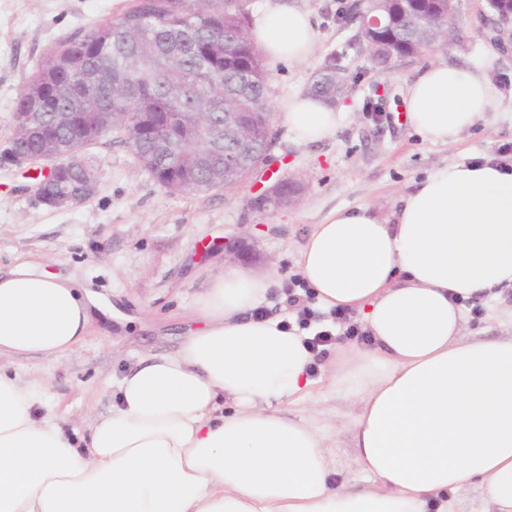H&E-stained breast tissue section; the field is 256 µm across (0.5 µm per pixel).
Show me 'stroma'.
Segmentation results:
<instances>
[{
	"mask_svg": "<svg viewBox=\"0 0 512 512\" xmlns=\"http://www.w3.org/2000/svg\"><path fill=\"white\" fill-rule=\"evenodd\" d=\"M134 0H0V150L11 135L16 99L36 66L62 38L94 29L132 7ZM315 23L309 57L271 69L267 100L276 134L267 162L232 189L172 194L137 162L120 133L85 147L94 166L95 194L74 207L42 205L36 180L24 168L0 165V269L26 261L74 277L105 295L114 315L94 323L73 355L63 359L5 360L24 378L39 377L59 413L84 429L116 402L122 377L146 354L174 353L193 324L198 297L212 274L225 266L224 240L242 235L261 255L255 270L276 263L280 273L263 307L266 314L295 323L287 285L298 273V250L316 224L336 209L367 204L392 220L399 196L454 158L468 162L497 159L498 148L512 144V38L491 24L488 0H455L459 30L443 51H427L393 63L381 73L361 48L358 23L336 19V0H296ZM341 54L349 93L346 115L331 138L303 144L289 132L281 103L305 90L313 74L333 54ZM432 61L482 68L498 90L497 117L441 145L420 138L404 118L403 97L417 70ZM291 177L304 191L289 205L265 212L252 199ZM512 288L463 305L473 337L512 334ZM293 416L310 419L336 441L341 479L361 484L368 476L352 458L351 423L356 409L320 387L318 402L291 405Z\"/></svg>",
	"mask_w": 512,
	"mask_h": 512,
	"instance_id": "stroma-1",
	"label": "stroma"
}]
</instances>
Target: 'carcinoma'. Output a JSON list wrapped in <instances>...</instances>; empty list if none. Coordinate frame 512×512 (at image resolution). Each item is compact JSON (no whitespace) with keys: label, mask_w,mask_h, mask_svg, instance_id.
<instances>
[{"label":"carcinoma","mask_w":512,"mask_h":512,"mask_svg":"<svg viewBox=\"0 0 512 512\" xmlns=\"http://www.w3.org/2000/svg\"><path fill=\"white\" fill-rule=\"evenodd\" d=\"M250 0H134L125 13L100 27L70 34L55 45L63 56L84 58L79 70L60 75L56 60L46 55L32 73L15 104L35 115L34 126L47 141L72 144L78 128L62 126L58 112H79L99 89L94 78L112 79V111L173 112V133L161 150L149 141L131 145L136 160L148 172L164 176L160 185L170 193H205L231 189L240 175L224 176L222 122L224 98L233 97L237 111L246 113L255 132L253 149L275 141L267 102L270 71L259 47L251 40ZM440 24H457L453 0L438 3ZM413 4L399 24L395 42L381 48L382 60L415 57L447 47L448 41L427 35L412 23ZM224 31V42L210 47L224 56V72L213 67L203 52L205 32ZM344 69L332 63L320 69L306 91L335 104L347 89ZM214 113L209 127L206 113Z\"/></svg>","instance_id":"carcinoma-1"}]
</instances>
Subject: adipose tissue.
Instances as JSON below:
<instances>
[{"mask_svg":"<svg viewBox=\"0 0 512 512\" xmlns=\"http://www.w3.org/2000/svg\"><path fill=\"white\" fill-rule=\"evenodd\" d=\"M268 64L305 60L311 14L266 0L249 30ZM410 127L448 144L500 108L483 70L444 61L405 90ZM295 138L335 135L344 113L306 93L281 104ZM319 304L358 312L372 342L339 346L312 378L306 334L254 318L277 266L213 275L176 355L126 374L118 403L66 433L45 380L0 369V512H512V336L466 332L464 300L512 287V171L443 162L403 194L393 221L332 211L299 253ZM99 292L28 262L0 273V358L75 353ZM327 381L357 409L350 486L334 448L284 406ZM229 413L217 414L223 400Z\"/></svg>","mask_w":512,"mask_h":512,"instance_id":"adipose-tissue-1","label":"adipose tissue"}]
</instances>
